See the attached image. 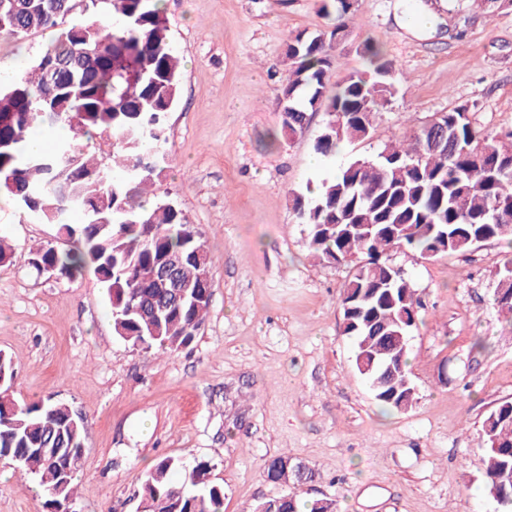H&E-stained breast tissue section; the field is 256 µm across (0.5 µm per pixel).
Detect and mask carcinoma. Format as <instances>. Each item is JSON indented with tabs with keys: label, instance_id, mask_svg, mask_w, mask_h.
Returning a JSON list of instances; mask_svg holds the SVG:
<instances>
[{
	"label": "carcinoma",
	"instance_id": "obj_1",
	"mask_svg": "<svg viewBox=\"0 0 512 512\" xmlns=\"http://www.w3.org/2000/svg\"><path fill=\"white\" fill-rule=\"evenodd\" d=\"M337 23L315 36L289 38L286 77L278 101L282 130L301 134L308 113L325 123L314 148L328 156L338 145L369 137L374 115L395 91L396 68L374 43L364 46L367 68L349 73L332 96L324 93L336 64L331 50L353 15L355 0H333ZM81 13L90 21L58 34L31 71L0 85V168L3 186L23 216L56 224L72 240L30 252L29 264L72 278L91 269L106 288L115 335L134 346L176 352L205 322L211 296L177 300L159 283V267L181 258L179 275L192 285L210 277L211 255L171 200L147 198L155 171L166 162V116L179 94L180 60L170 46L157 0H0V33L21 37ZM460 105L436 115L448 142L423 124L408 143H390L374 159L339 169L320 195L294 196L313 256L346 263L340 293L342 333L353 341L356 370L375 401L410 410L416 390L410 338L420 299L390 252L409 247L441 258L498 240L512 244V131L492 137L476 129ZM67 126L72 138L43 152L26 150L29 132ZM91 138L112 147L96 157L76 146ZM126 173L113 178V170ZM492 304L512 326V258L497 272ZM486 494L512 512V400L483 421ZM85 453L83 418L65 402L0 401V461L33 477L52 512L71 501ZM205 460L166 456L141 485L143 512H224V488L210 481ZM315 478L286 453L265 460L266 480L283 490L257 501L251 512H336L335 501L305 502L288 485L298 472Z\"/></svg>",
	"mask_w": 512,
	"mask_h": 512
}]
</instances>
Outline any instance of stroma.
I'll return each mask as SVG.
<instances>
[{"label": "stroma", "instance_id": "stroma-1", "mask_svg": "<svg viewBox=\"0 0 512 512\" xmlns=\"http://www.w3.org/2000/svg\"><path fill=\"white\" fill-rule=\"evenodd\" d=\"M410 2L356 0L325 93L364 68L368 42L393 61L397 90L368 139L324 157L314 150L324 113L291 139L278 107L289 36L336 21L321 0H165L182 67L169 161L152 192L178 205L213 258L208 316L178 352L116 336L93 270L37 274L30 251L69 242L0 192V235L14 252L0 265V352L16 368L15 400H61L84 419L73 512H138V490L163 456L211 462L224 512H246L277 493L262 466L283 452L316 473L301 499L336 500L338 512H500L484 491L479 433L497 403L512 400V325L489 304L512 250L488 241L438 259L392 251L424 307L411 338L417 402L387 411L341 332L350 268L311 256L293 208L294 195L315 197L351 160L456 106L470 105L485 131L512 129V11L491 17L471 0L458 12L423 0L440 18L423 29L404 21ZM56 34L0 36V68L28 70ZM43 502L35 481L0 464V512H44Z\"/></svg>", "mask_w": 512, "mask_h": 512}]
</instances>
